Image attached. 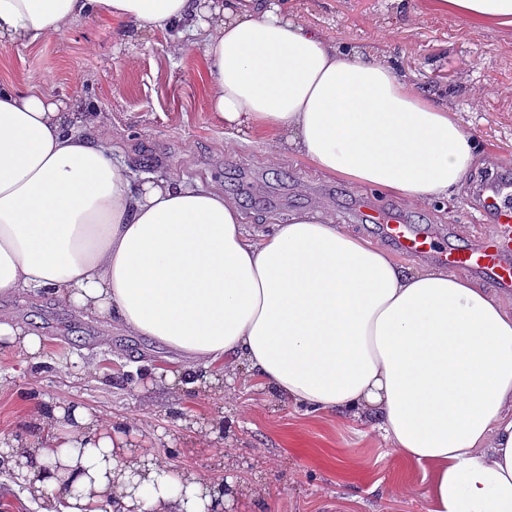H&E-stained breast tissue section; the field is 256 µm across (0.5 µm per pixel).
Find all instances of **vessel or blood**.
Wrapping results in <instances>:
<instances>
[{
  "mask_svg": "<svg viewBox=\"0 0 512 512\" xmlns=\"http://www.w3.org/2000/svg\"><path fill=\"white\" fill-rule=\"evenodd\" d=\"M485 191V202L493 211L495 222L475 246L452 243L446 236L407 223L390 211L371 209L365 217L398 254L431 258L453 271H476L495 287L507 290L512 288V178L493 177Z\"/></svg>",
  "mask_w": 512,
  "mask_h": 512,
  "instance_id": "obj_1",
  "label": "vessel or blood"
}]
</instances>
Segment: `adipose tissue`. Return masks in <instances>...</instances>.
<instances>
[{
	"instance_id": "ef3b65f1",
	"label": "adipose tissue",
	"mask_w": 512,
	"mask_h": 512,
	"mask_svg": "<svg viewBox=\"0 0 512 512\" xmlns=\"http://www.w3.org/2000/svg\"><path fill=\"white\" fill-rule=\"evenodd\" d=\"M473 25H511L512 0H430ZM94 12L201 49L213 118L301 156L324 176L428 208L494 167L447 104L385 59L351 54L288 16L287 0H0V44L30 47ZM48 292L207 369L247 364L313 413L368 414L431 467L430 512H512V304L465 276L410 269L381 245L300 209L248 230L239 201L195 180H136L89 112L52 82H0V298ZM40 336L0 319V351L38 361ZM2 440L41 512H205L220 493L158 460L133 474L128 432L86 407L29 411ZM64 476L45 473V432ZM82 497L64 493V481Z\"/></svg>"
}]
</instances>
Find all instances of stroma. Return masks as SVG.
<instances>
[{
    "label": "stroma",
    "instance_id": "1",
    "mask_svg": "<svg viewBox=\"0 0 512 512\" xmlns=\"http://www.w3.org/2000/svg\"><path fill=\"white\" fill-rule=\"evenodd\" d=\"M288 14L336 45L383 52L398 76L426 92L447 93L465 127L498 154L499 170L512 171V26H475L431 12L428 0H288ZM118 30L91 13L37 46H0V81L27 88L49 79L62 101L96 111L135 177L200 181L236 197L250 224L321 209L378 239L355 200L360 186L323 176L299 156L270 164V145L225 134L208 110L199 47L172 56L164 32L145 28L122 38ZM479 88L486 94L473 100ZM369 201L470 245L487 227L471 188L428 209L402 208L374 190ZM0 317L45 344L38 365L0 352L1 437L27 430L28 407L44 399L83 404L117 424L147 408L152 428L129 435V444L171 469L231 480L238 493L226 500L228 512H429L423 492L431 468L395 452L371 418L305 411L243 368L229 400L223 374L212 370H199L200 383L189 390L157 387L154 370L186 371L180 356L45 293L1 299ZM88 362L96 373H84Z\"/></svg>",
    "mask_w": 512,
    "mask_h": 512
}]
</instances>
